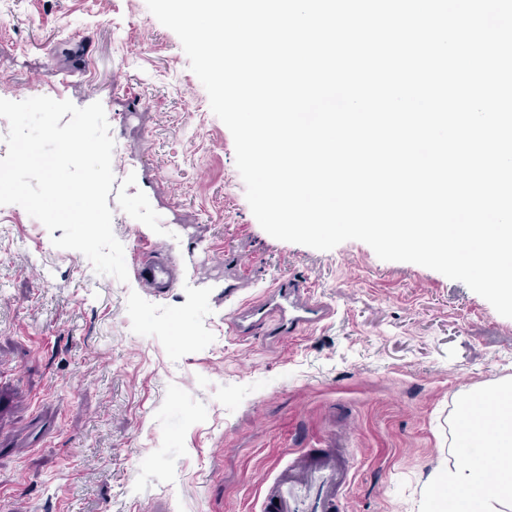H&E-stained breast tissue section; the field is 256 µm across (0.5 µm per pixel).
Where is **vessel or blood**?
I'll list each match as a JSON object with an SVG mask.
<instances>
[{"label": "vessel or blood", "instance_id": "obj_1", "mask_svg": "<svg viewBox=\"0 0 512 512\" xmlns=\"http://www.w3.org/2000/svg\"><path fill=\"white\" fill-rule=\"evenodd\" d=\"M134 275L142 288L159 293L173 285L176 266L169 260L141 259ZM331 306L319 301L312 287L288 275L264 288L261 296L241 300L230 325L241 337L264 332L288 340L305 336L330 318ZM351 481V462L344 445L304 450L263 484L262 512H340Z\"/></svg>", "mask_w": 512, "mask_h": 512}]
</instances>
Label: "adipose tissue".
I'll return each mask as SVG.
<instances>
[{
	"mask_svg": "<svg viewBox=\"0 0 512 512\" xmlns=\"http://www.w3.org/2000/svg\"><path fill=\"white\" fill-rule=\"evenodd\" d=\"M455 439L461 448H490L495 480L475 489L467 463L434 469L428 485L449 497L451 512H512V386L495 389L488 401L472 403L458 415Z\"/></svg>",
	"mask_w": 512,
	"mask_h": 512,
	"instance_id": "ef3b65f1",
	"label": "adipose tissue"
}]
</instances>
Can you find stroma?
<instances>
[{
	"label": "stroma",
	"mask_w": 512,
	"mask_h": 512,
	"mask_svg": "<svg viewBox=\"0 0 512 512\" xmlns=\"http://www.w3.org/2000/svg\"><path fill=\"white\" fill-rule=\"evenodd\" d=\"M84 107L115 141L108 196L127 267L171 259L155 295L97 274L0 206V512H261L294 453L349 440L344 512H429L461 456L469 392L512 380V318L463 282L277 240L233 137L146 0H0V87ZM303 277L335 315L296 343L228 331L225 288Z\"/></svg>",
	"instance_id": "1"
}]
</instances>
